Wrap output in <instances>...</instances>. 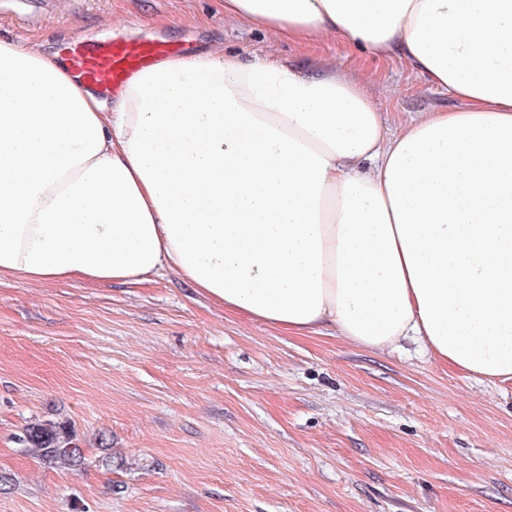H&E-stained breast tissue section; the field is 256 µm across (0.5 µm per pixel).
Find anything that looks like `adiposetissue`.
<instances>
[{
    "instance_id": "ef3b65f1",
    "label": "adipose tissue",
    "mask_w": 512,
    "mask_h": 512,
    "mask_svg": "<svg viewBox=\"0 0 512 512\" xmlns=\"http://www.w3.org/2000/svg\"><path fill=\"white\" fill-rule=\"evenodd\" d=\"M314 47L346 38L463 101L387 132L366 86L215 48L114 104L58 53L0 41V280L173 270L291 335L413 337L512 381V0H224Z\"/></svg>"
}]
</instances>
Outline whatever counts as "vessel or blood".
Masks as SVG:
<instances>
[{
  "label": "vessel or blood",
  "mask_w": 512,
  "mask_h": 512,
  "mask_svg": "<svg viewBox=\"0 0 512 512\" xmlns=\"http://www.w3.org/2000/svg\"><path fill=\"white\" fill-rule=\"evenodd\" d=\"M171 51V46L163 42L131 44L109 39L90 43L75 38L69 43L65 59L78 83L107 91Z\"/></svg>",
  "instance_id": "obj_1"
}]
</instances>
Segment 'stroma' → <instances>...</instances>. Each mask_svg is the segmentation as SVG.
Listing matches in <instances>:
<instances>
[{"mask_svg":"<svg viewBox=\"0 0 512 512\" xmlns=\"http://www.w3.org/2000/svg\"><path fill=\"white\" fill-rule=\"evenodd\" d=\"M330 64L388 129L457 101L347 42L313 48L224 19L221 0H0V39L71 35ZM69 422L86 461L21 443ZM0 512H512V382L411 339L366 349L225 312L172 272L139 285L0 281Z\"/></svg>","mask_w":512,"mask_h":512,"instance_id":"stroma-1","label":"stroma"}]
</instances>
